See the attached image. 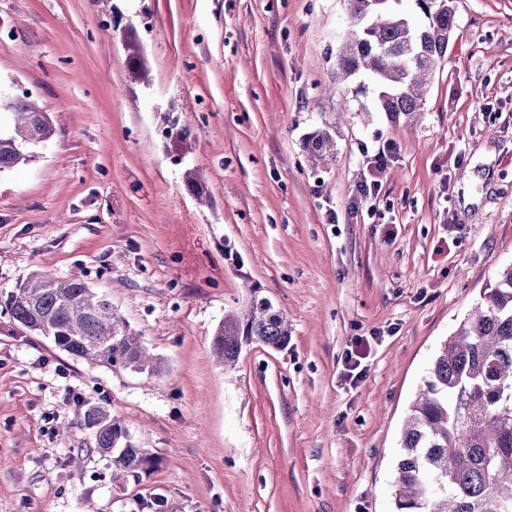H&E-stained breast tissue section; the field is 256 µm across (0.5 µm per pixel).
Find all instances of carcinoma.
Wrapping results in <instances>:
<instances>
[{
  "mask_svg": "<svg viewBox=\"0 0 512 512\" xmlns=\"http://www.w3.org/2000/svg\"><path fill=\"white\" fill-rule=\"evenodd\" d=\"M352 31L336 59V78L367 77L378 111L394 123L419 114L428 81L448 52L457 25L456 0H347ZM129 73L147 82L141 45L124 38ZM49 114L31 95L0 89V174L27 165L54 136ZM169 149L183 161L193 147L173 123ZM315 132L307 153L318 160L333 148ZM198 201L207 200L197 169L183 175ZM3 305L12 319L51 339L69 355L138 373L158 372L142 336L112 301L81 278L39 270L11 290ZM288 322L266 298L253 295L224 317L211 342L216 360L237 361L242 344L274 349L288 344ZM78 426L92 432L95 450L112 456V471L140 478L158 466L120 421L98 407ZM394 512H512V265L501 269L474 311L444 344L409 407L396 460Z\"/></svg>",
  "mask_w": 512,
  "mask_h": 512,
  "instance_id": "carcinoma-1",
  "label": "carcinoma"
}]
</instances>
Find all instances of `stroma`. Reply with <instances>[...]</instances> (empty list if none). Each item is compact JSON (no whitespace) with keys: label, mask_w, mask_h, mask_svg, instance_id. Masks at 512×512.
<instances>
[{"label":"stroma","mask_w":512,"mask_h":512,"mask_svg":"<svg viewBox=\"0 0 512 512\" xmlns=\"http://www.w3.org/2000/svg\"><path fill=\"white\" fill-rule=\"evenodd\" d=\"M457 23L407 126L336 82L346 0H0V81L56 128L0 174V293L35 269L81 276L162 362L72 357L0 305V512H393L409 406L512 264V0H458ZM129 30L148 82L129 78ZM175 119L208 203L168 149ZM318 130L336 147L312 163ZM388 142L380 192L358 202ZM254 291L288 344L224 368L212 336ZM71 390L158 467L113 481L92 434L65 428L84 412Z\"/></svg>","instance_id":"1"}]
</instances>
